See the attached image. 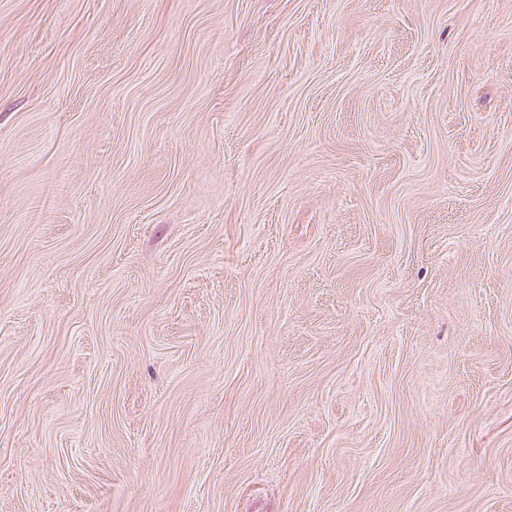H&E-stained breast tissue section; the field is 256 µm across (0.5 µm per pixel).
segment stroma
Listing matches in <instances>:
<instances>
[{
	"label": "stroma",
	"mask_w": 512,
	"mask_h": 512,
	"mask_svg": "<svg viewBox=\"0 0 512 512\" xmlns=\"http://www.w3.org/2000/svg\"><path fill=\"white\" fill-rule=\"evenodd\" d=\"M0 512H512V0H0Z\"/></svg>",
	"instance_id": "35a3bbf8"
}]
</instances>
